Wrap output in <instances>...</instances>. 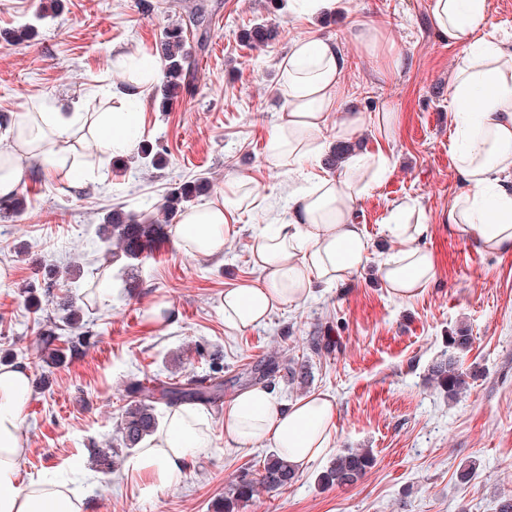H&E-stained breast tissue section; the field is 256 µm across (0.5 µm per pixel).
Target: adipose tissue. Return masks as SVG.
<instances>
[{
    "instance_id": "ef3b65f1",
    "label": "adipose tissue",
    "mask_w": 512,
    "mask_h": 512,
    "mask_svg": "<svg viewBox=\"0 0 512 512\" xmlns=\"http://www.w3.org/2000/svg\"><path fill=\"white\" fill-rule=\"evenodd\" d=\"M439 34L460 45L450 79L449 108L455 115L450 150L463 189L448 206V225L490 253L512 252V44L482 38L489 22V0H431ZM346 60L331 38L302 37L278 63V120L266 147L267 162L295 173L316 164L327 139L351 141L367 123L392 136L398 114L384 108L369 115L345 111L329 127L332 113L344 111L342 76ZM135 112H20L12 143L0 149V197L16 194L26 168L35 160H55L65 135L88 130L94 153L121 156L135 146ZM388 153H353L333 175L315 176L291 192L287 221L274 231L256 227L252 255L258 280L226 289L224 323L242 332L266 321L274 310L307 302L317 286H334L365 268L372 257L355 204L384 180ZM260 203L249 179L225 182L219 201L183 212L173 229L176 246L204 258L221 255L237 216ZM389 231L400 243L380 261L378 272L390 293L405 300L435 277L425 241L430 226L422 211L396 206ZM31 400L28 370L0 366V512H83L82 499L65 486L34 480L18 487V464L25 452L22 425ZM336 406L316 393L286 403L272 390L254 386L224 407V436L239 447L269 444L295 468L329 448ZM211 447L209 420L197 405L170 408L164 424L130 458L127 471L151 485L179 486L189 459Z\"/></svg>"
}]
</instances>
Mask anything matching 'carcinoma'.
Masks as SVG:
<instances>
[{
    "label": "carcinoma",
    "instance_id": "cac0c4a2",
    "mask_svg": "<svg viewBox=\"0 0 512 512\" xmlns=\"http://www.w3.org/2000/svg\"><path fill=\"white\" fill-rule=\"evenodd\" d=\"M194 30L196 24L192 16L164 30L161 44L162 77L156 86L157 95L161 97L164 106L188 88V43ZM275 37V27L267 24H256L240 34L242 41L253 46H265ZM139 159L143 168L156 169L163 162V154L159 146L143 144L139 148ZM208 187V179L196 178L179 184L167 192L160 204H152L139 213L127 212L121 208L109 212L99 227L101 240L106 246L105 256L114 262L124 259L131 267L145 261L154 246L165 236V225L157 222L154 212L158 211L165 219L171 220L185 211L188 203ZM58 306L63 312L62 322L66 326L72 327L80 321L83 307L78 304L77 299L67 297L58 302ZM471 346L472 336L468 331L458 329L451 332L448 336V347L454 350V354L432 367L431 376L437 387L451 400L457 399L468 385L466 375L459 368L458 354L470 350ZM255 369L262 371L264 378L283 370L289 384L302 388L311 380L308 364L299 363L293 358L288 359V363L283 367L276 362L268 361L256 365ZM221 373L222 367L215 365L212 367V375L197 383L167 386L160 390L141 380H130L125 390L134 397V401L121 414L118 438L116 442L108 443L107 447L95 450L102 473H112L113 458L137 448L143 440L157 431L159 422L156 404H206L220 398L224 392ZM373 464L372 449L350 448L336 454V458L322 475L321 481L326 486L349 487L356 484ZM296 475V469L278 455L267 456L259 469L247 468L241 471L236 480L228 486L224 494L225 512H235L240 504L250 501L260 489L277 492L287 488L295 480Z\"/></svg>",
    "mask_w": 512,
    "mask_h": 512
}]
</instances>
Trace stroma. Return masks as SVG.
Returning <instances> with one entry per match:
<instances>
[{"label": "stroma", "mask_w": 512, "mask_h": 512, "mask_svg": "<svg viewBox=\"0 0 512 512\" xmlns=\"http://www.w3.org/2000/svg\"><path fill=\"white\" fill-rule=\"evenodd\" d=\"M430 0H343L336 12L309 18L270 0H0V137L15 113L109 112L125 65L158 57L162 30L203 7L206 47H193L189 92L160 108L148 95L138 110L139 143H161L162 167L140 171L133 160L89 161L82 184L31 165L21 183L24 210L0 211V360L25 365L32 398L23 432L27 452L19 486L54 472L74 474L72 486L85 512H219L224 488L242 467L262 461L270 446L237 448L224 441V404L207 405L209 452L192 460L182 485L151 487L112 474L102 486L93 448L116 433L129 398L125 385L141 372L162 382L206 376L211 362L224 366V396L245 386L248 372L278 355L280 362L307 356L308 389L269 378L278 397L293 402L307 393L334 397L337 428L331 445L297 473L287 489L259 492L238 512H496L512 496V253L491 254L448 227V205L461 189L449 139L453 117L448 86L461 52L441 39ZM38 23V34L18 41L16 27ZM275 25L267 46L242 42L256 23ZM374 25L380 51L366 50L359 35ZM335 38L347 59L343 89L352 107L374 112L391 106L399 116L390 145L392 169L356 205L357 221L371 241L374 261L348 282L315 289L301 306L285 307L244 332L224 324L225 289L257 279L252 232L268 214L288 217V190L314 169L288 174L271 167L264 147L277 121V65L299 37ZM401 55L399 73L386 75L382 57ZM250 179L262 204L243 213L220 258L178 251L165 236L125 287L120 265L109 269L112 289L84 312L89 343L79 354L53 361L37 336L53 305L32 311L31 284H43L47 265L76 260L84 274L61 281L58 297H81L97 268V227L113 208L140 211L143 199L161 202L171 187L205 177L197 205L217 200L226 178ZM425 214V241L436 275L409 300L392 297L376 259L397 249L388 226L398 204ZM170 300L175 320L156 324L146 312ZM331 327V353H307L318 326ZM469 329L473 343L460 357L472 381L451 401L429 379L431 366L448 356V336ZM369 448L375 465L355 485L326 487L320 477L336 454ZM475 465L476 474L459 473Z\"/></svg>", "instance_id": "35a3bbf8"}]
</instances>
